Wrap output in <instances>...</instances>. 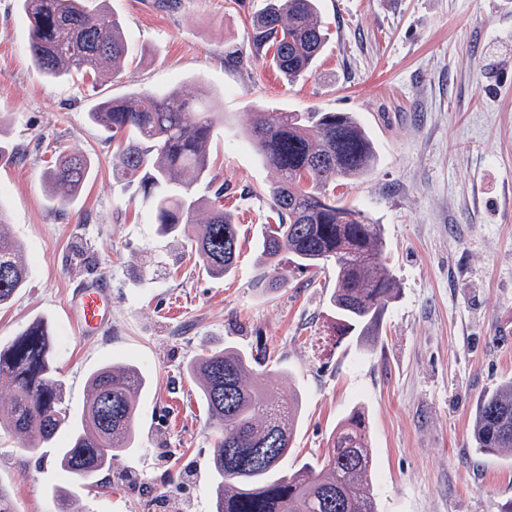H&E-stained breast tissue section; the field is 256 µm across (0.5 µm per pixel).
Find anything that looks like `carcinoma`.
Here are the masks:
<instances>
[{"instance_id":"cac0c4a2","label":"carcinoma","mask_w":512,"mask_h":512,"mask_svg":"<svg viewBox=\"0 0 512 512\" xmlns=\"http://www.w3.org/2000/svg\"><path fill=\"white\" fill-rule=\"evenodd\" d=\"M317 0H270L252 23L250 55L270 63L289 82L307 74L326 35ZM28 51L46 78L86 76L102 68L119 73L129 52L122 21L90 8L87 0H21ZM91 120L117 142L112 176L138 185L162 236L187 238L191 255L212 276L228 274L240 249L238 225L223 207L206 223L195 213L204 198L196 184L209 176V145L223 113L206 91L187 98L176 90L149 89L107 98ZM276 174L268 189L279 223L259 243L255 287L288 285L271 275L288 254L303 269L332 263L336 288L330 304L339 319L359 328L360 340L375 343L398 283L382 262L383 225L359 209L340 204L326 187L370 174L377 155L359 120L347 112H255L245 132ZM90 158L75 151L59 157L48 175L59 204L67 205L91 175ZM28 276L20 245L0 210V306L9 304ZM52 339L44 320L29 323L0 345V384L13 391L9 411L0 410V430L25 437L35 451L54 442L63 428L67 444L55 449L60 469L92 484L109 469L136 433V399L145 379L129 364H107L88 376L89 397L80 416L64 407L54 366ZM258 357L236 346L201 353L187 367L199 381L200 398L217 428L210 468L214 512H378L372 482L373 448L366 429L351 417L336 427L322 453L292 471L283 469L300 422L302 400L268 396ZM478 454L512 456V377L485 392L472 419Z\"/></svg>"}]
</instances>
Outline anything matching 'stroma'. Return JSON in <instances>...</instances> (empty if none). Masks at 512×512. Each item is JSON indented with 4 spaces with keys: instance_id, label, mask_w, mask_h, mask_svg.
Wrapping results in <instances>:
<instances>
[{
    "instance_id": "stroma-1",
    "label": "stroma",
    "mask_w": 512,
    "mask_h": 512,
    "mask_svg": "<svg viewBox=\"0 0 512 512\" xmlns=\"http://www.w3.org/2000/svg\"><path fill=\"white\" fill-rule=\"evenodd\" d=\"M267 0H106L131 58L90 83L43 78L28 52L19 0H0V211L29 261L0 307V343L48 321L71 414L86 378L135 361L148 378L137 400V444L94 485L76 486L81 512H213L217 433L186 365L206 349H266L264 380L303 397L288 456L326 448L353 411L368 421L380 512H512V459L475 454L471 417L484 391L512 377V0H318L326 42L294 82L259 61L237 65ZM206 87L224 112L213 131L209 182L239 228L234 270L213 277L181 237L157 232L137 187L112 177L113 143L92 123L108 97ZM351 112L378 159L367 177L331 193L384 227L399 291L378 341L362 345L329 304L332 266L281 260L286 288L254 285L274 174L245 137L252 112ZM82 150L93 171L68 205L44 179L49 161ZM111 289L112 326L80 334L68 316L75 284ZM55 448L29 451L0 431V485L16 512H58Z\"/></svg>"
}]
</instances>
